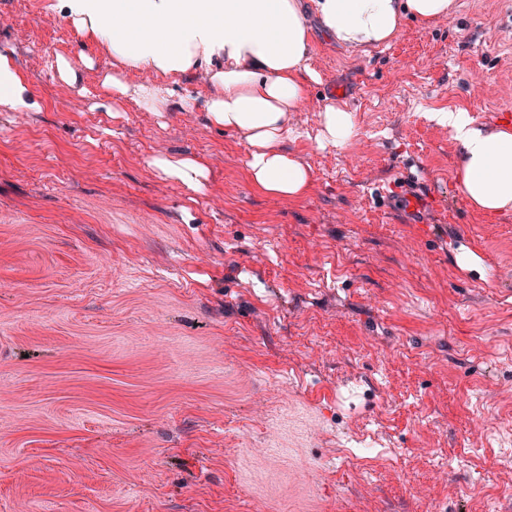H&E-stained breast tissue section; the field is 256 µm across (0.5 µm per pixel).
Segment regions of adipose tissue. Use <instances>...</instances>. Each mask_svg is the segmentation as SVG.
<instances>
[{"label":"adipose tissue","instance_id":"1","mask_svg":"<svg viewBox=\"0 0 512 512\" xmlns=\"http://www.w3.org/2000/svg\"><path fill=\"white\" fill-rule=\"evenodd\" d=\"M52 10L103 46L117 65L104 84L154 112L172 104L205 112L211 124L236 133L247 144V169L254 185L278 198H298L311 188L309 167L282 144L289 120L306 102L311 68L308 16L343 47L368 50L388 43L405 19L428 25L448 18L453 0H53ZM146 73L131 86L124 71ZM200 79L208 93L176 95L157 76ZM0 106L39 110L37 99L12 53L0 51ZM431 120L450 129L460 145L459 177L475 208L512 209V130L473 127L463 111L438 110ZM320 142L344 147L356 133L354 115L325 106ZM165 178L192 189L203 187L205 164L192 157H156Z\"/></svg>","mask_w":512,"mask_h":512}]
</instances>
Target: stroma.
Wrapping results in <instances>:
<instances>
[{"label":"stroma","instance_id":"35a3bbf8","mask_svg":"<svg viewBox=\"0 0 512 512\" xmlns=\"http://www.w3.org/2000/svg\"><path fill=\"white\" fill-rule=\"evenodd\" d=\"M50 3L0 0L42 103L0 109V512L504 506L512 211L470 205L428 114L512 127V0H454L365 53L309 18L298 199L261 192L204 113L113 100L111 58ZM332 103L357 122L340 149L318 142ZM159 155L201 159L205 188ZM377 419L397 450L340 465ZM149 165L165 178L198 190L207 178V168L201 160L192 157H155Z\"/></svg>","mask_w":512,"mask_h":512}]
</instances>
